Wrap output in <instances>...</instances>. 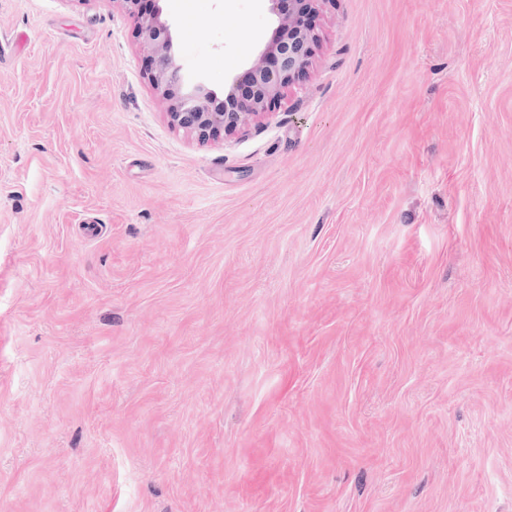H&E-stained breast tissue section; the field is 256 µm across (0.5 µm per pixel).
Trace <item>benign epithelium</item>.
I'll list each match as a JSON object with an SVG mask.
<instances>
[{
    "label": "benign epithelium",
    "mask_w": 512,
    "mask_h": 512,
    "mask_svg": "<svg viewBox=\"0 0 512 512\" xmlns=\"http://www.w3.org/2000/svg\"><path fill=\"white\" fill-rule=\"evenodd\" d=\"M136 16L138 34L150 59L149 78L164 95H176L169 113L176 127L207 140L221 133L232 135L261 118L283 94L287 85L308 68L316 35L303 23V13H314L322 0H263L274 24L271 39L260 48L247 70L250 85L235 78L224 83V98L236 101L232 110L214 105V92L203 83L191 82L177 63L169 24L157 6L143 10L141 0H115Z\"/></svg>",
    "instance_id": "7a95c632"
}]
</instances>
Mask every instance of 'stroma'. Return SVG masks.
I'll return each instance as SVG.
<instances>
[{
  "label": "stroma",
  "instance_id": "obj_1",
  "mask_svg": "<svg viewBox=\"0 0 512 512\" xmlns=\"http://www.w3.org/2000/svg\"><path fill=\"white\" fill-rule=\"evenodd\" d=\"M223 93L261 0H160ZM173 128L115 0H0V512H512V0H322ZM274 24L271 39L260 48L247 70L250 85L242 86L238 78L224 83V98L235 100L233 110L217 108L214 92L202 82H191L177 63L173 51L171 27L161 19V9L140 8L141 0H115L136 16L138 34L150 59L149 78L163 95H176L177 105L169 112L176 127L207 140L218 134L232 135L244 130L283 94L287 85L308 68L316 35L313 27L303 23V13H316L322 0H261Z\"/></svg>",
  "mask_w": 512,
  "mask_h": 512
}]
</instances>
